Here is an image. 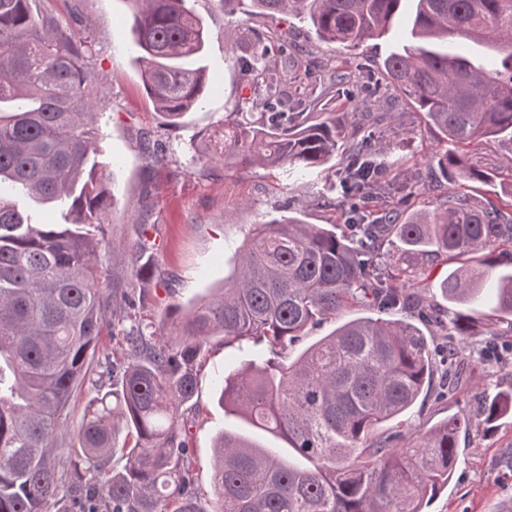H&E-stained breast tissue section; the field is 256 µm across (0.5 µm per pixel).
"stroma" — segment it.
<instances>
[{
	"mask_svg": "<svg viewBox=\"0 0 512 512\" xmlns=\"http://www.w3.org/2000/svg\"><path fill=\"white\" fill-rule=\"evenodd\" d=\"M39 6L61 27L71 25L76 16L87 22L80 36L87 43L85 66L97 77L90 89L99 128L95 159L115 195L105 219L110 252L103 263L116 295L137 297V315L165 322L167 340L176 337L174 324L166 320L168 310L187 307L222 287L234 269L236 246L251 237L256 225L288 214L309 224L339 223L335 194L328 189L330 169L298 181L284 168L216 165L203 173L193 164L194 155L211 151L225 114L253 92L250 76L234 64L216 0L195 3L210 29L204 58L208 96L203 107L176 128L164 124L144 91L127 0H39ZM408 27V16H400L384 39L351 51L319 41L305 22L288 15L247 17L241 31L247 48L270 47L273 65L290 61L308 70L309 85H317L335 66L354 70L361 83L379 82L371 102H352L345 87L327 109L347 129L360 123L363 113L376 114L371 146L386 167V178L405 179L424 168L439 149L415 108L381 79L384 58L404 41ZM283 40L291 45V56L278 52ZM147 131L168 147L166 160L152 169L143 150ZM467 156L493 176L490 183H473L469 195L481 202L496 200L501 184L512 181V148L484 140L469 147ZM139 246L152 253L166 285L143 286L132 278L131 255ZM463 311L479 321L473 335L458 339L465 364L461 383L443 395L439 376H432L409 414L408 427L386 424L394 447H405L448 416H475L486 394L512 387V319L487 301L466 305ZM255 353L269 355L268 343L243 347L214 339L197 368L194 398L181 409L190 429L194 491L201 507H208L212 497L209 459L215 433L249 431L243 420L217 405L215 381L241 368ZM426 512H512V417L460 438L457 467Z\"/></svg>",
	"mask_w": 512,
	"mask_h": 512,
	"instance_id": "stroma-1",
	"label": "stroma"
}]
</instances>
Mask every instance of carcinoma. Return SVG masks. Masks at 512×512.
<instances>
[{"label":"carcinoma","mask_w":512,"mask_h":512,"mask_svg":"<svg viewBox=\"0 0 512 512\" xmlns=\"http://www.w3.org/2000/svg\"><path fill=\"white\" fill-rule=\"evenodd\" d=\"M413 2L412 40L384 60L383 75L423 115L443 145L425 179L486 183L490 176L464 149L483 139L512 144V0H219L227 39L236 48L233 17L292 14L317 37L346 48L380 40ZM131 33L147 96L170 127L201 107L209 30L193 0H128ZM487 42L500 66L473 65L450 44ZM268 49L236 58L253 76L273 112L227 113L219 148L199 159L213 165H285L301 172L329 163L350 144L336 174L348 233L288 216L258 225L235 250L237 268L224 287L184 309L172 345L161 328L120 309L130 326L123 340L131 361H91L114 302L101 270L108 248L102 224L114 200L96 170L95 105L86 95L95 75L83 65L84 44L39 14L38 0H0V512H205L192 489L194 459L180 422L196 390L195 367L217 337L264 340L284 359L253 361L216 383L219 403L259 433L287 443L300 467L255 438L225 431L214 438L211 512H424L448 484L459 460L458 437L472 420L451 416L408 448L374 436L421 396L433 354L416 322L433 317L415 291L425 267L444 257L458 264L442 293L448 302L489 294L512 315V272H493L481 253L512 249V188L505 204L448 193L436 210L404 215L412 188L387 199L367 136L355 139L332 116L311 120L336 85L320 94L267 61ZM291 100L284 97L290 83ZM149 166L166 146L144 133ZM70 201L66 223L34 224L13 196ZM376 203L374 211L362 208ZM132 276L160 279L139 250ZM350 307L379 316L349 320L287 357L308 328ZM414 308L411 320L384 316ZM452 336H468L472 316L447 312ZM95 395L73 428V393ZM512 415V389L484 398L481 422ZM70 444L71 470L58 458ZM120 455L123 465L105 462Z\"/></svg>","instance_id":"cac0c4a2"}]
</instances>
